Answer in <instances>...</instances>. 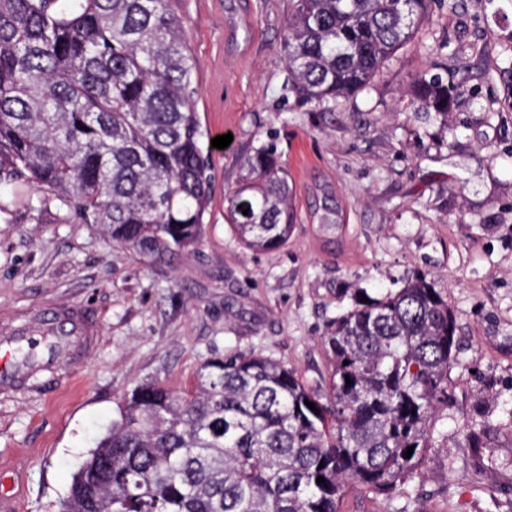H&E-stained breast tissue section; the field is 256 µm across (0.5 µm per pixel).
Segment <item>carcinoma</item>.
I'll return each instance as SVG.
<instances>
[{
    "mask_svg": "<svg viewBox=\"0 0 512 512\" xmlns=\"http://www.w3.org/2000/svg\"><path fill=\"white\" fill-rule=\"evenodd\" d=\"M432 2L290 0L288 89L309 103L365 89ZM174 3L0 0L3 193L31 182L167 265L200 243L211 186L196 61ZM411 96L446 116L461 90L421 76ZM291 194L274 148H253L227 207L247 249L288 241ZM455 333L448 297L416 272L354 297L333 320L322 394L243 352L205 361L187 390L143 383L123 396L59 512H341L353 488L388 495L422 477L429 424L448 405Z\"/></svg>",
    "mask_w": 512,
    "mask_h": 512,
    "instance_id": "carcinoma-1",
    "label": "carcinoma"
}]
</instances>
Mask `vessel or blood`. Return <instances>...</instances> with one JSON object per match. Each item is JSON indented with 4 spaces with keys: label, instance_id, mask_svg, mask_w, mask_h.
<instances>
[{
    "label": "vessel or blood",
    "instance_id": "obj_1",
    "mask_svg": "<svg viewBox=\"0 0 512 512\" xmlns=\"http://www.w3.org/2000/svg\"><path fill=\"white\" fill-rule=\"evenodd\" d=\"M98 323L80 308L37 312L9 327L0 342V394H52L64 361L79 358L97 341Z\"/></svg>",
    "mask_w": 512,
    "mask_h": 512
}]
</instances>
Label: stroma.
<instances>
[{"mask_svg":"<svg viewBox=\"0 0 512 512\" xmlns=\"http://www.w3.org/2000/svg\"><path fill=\"white\" fill-rule=\"evenodd\" d=\"M210 136L211 194L195 252L152 264L50 193L0 200V329L59 304L100 326L52 395L0 398V497L59 512L124 393L189 387L216 354L255 352L322 392L321 338L358 290L431 273L456 319L451 398L430 424L423 476L344 512H512V0H434L415 37L353 96L288 90V0H180ZM463 90L447 118L412 103L420 75ZM275 144L297 221L280 249L243 248L227 199L252 148ZM497 428L480 447L469 436Z\"/></svg>","mask_w":512,"mask_h":512,"instance_id":"1","label":"stroma"}]
</instances>
